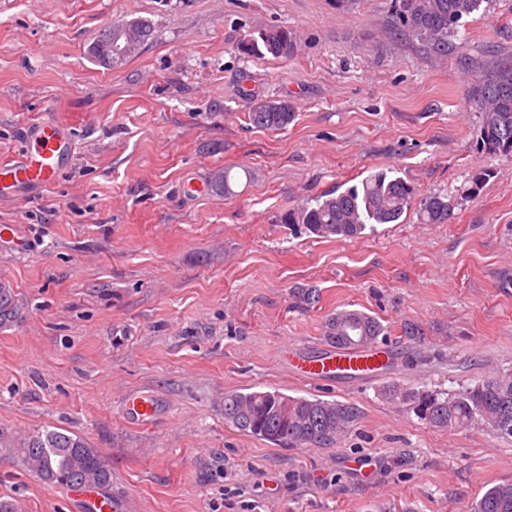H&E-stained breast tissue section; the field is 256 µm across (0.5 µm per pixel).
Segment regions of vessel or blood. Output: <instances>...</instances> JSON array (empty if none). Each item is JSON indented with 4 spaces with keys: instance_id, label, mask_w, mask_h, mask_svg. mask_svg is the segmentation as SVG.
<instances>
[{
    "instance_id": "obj_1",
    "label": "vessel or blood",
    "mask_w": 512,
    "mask_h": 512,
    "mask_svg": "<svg viewBox=\"0 0 512 512\" xmlns=\"http://www.w3.org/2000/svg\"><path fill=\"white\" fill-rule=\"evenodd\" d=\"M74 154L69 130L54 121L34 123L14 159L0 165V196L32 185L50 186L68 168ZM385 360L382 350L336 349L315 359L298 361L297 374L304 379H322L340 373L371 376Z\"/></svg>"
}]
</instances>
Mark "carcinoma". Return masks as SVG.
Instances as JSON below:
<instances>
[{
	"instance_id": "carcinoma-1",
	"label": "carcinoma",
	"mask_w": 512,
	"mask_h": 512,
	"mask_svg": "<svg viewBox=\"0 0 512 512\" xmlns=\"http://www.w3.org/2000/svg\"><path fill=\"white\" fill-rule=\"evenodd\" d=\"M490 0H391L394 34L417 41L436 54L465 27L466 19ZM135 27L142 43L153 34L149 21L117 22L101 30L95 40L103 41L127 27ZM293 33L286 26H273L242 42L244 55L288 58L294 53ZM476 83L470 102L480 114L478 140L490 155L512 156V58L493 55L476 67ZM263 111H252L255 126L281 130L295 117L286 100L269 99ZM231 169L215 173L210 188L216 194L231 192ZM453 203L446 195L421 196L400 177L381 170L344 190L327 191L288 210L281 222L302 224L313 235L327 239L356 238L373 224H396L413 210L427 224H445ZM384 331L373 316L344 310L325 322L327 340L341 349L354 350L374 343ZM357 336L355 343L336 341L338 336ZM415 414L434 428L448 431L475 421L492 431L512 436V371L479 380L472 386L448 393L393 391ZM355 409L334 401L291 397L279 391L232 392L224 395V421L237 429L276 445L313 447L330 445L355 420ZM0 454L16 460L41 481L61 487L89 489L110 498L112 468L98 451L76 435L45 430L24 437L0 434ZM473 512H512V483L485 491Z\"/></svg>"
}]
</instances>
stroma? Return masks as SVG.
Returning <instances> with one entry per match:
<instances>
[{"label": "stroma", "mask_w": 512, "mask_h": 512, "mask_svg": "<svg viewBox=\"0 0 512 512\" xmlns=\"http://www.w3.org/2000/svg\"><path fill=\"white\" fill-rule=\"evenodd\" d=\"M391 0H0V164L28 127L69 128L49 189L0 200L14 312L0 322V430H68L112 468L122 512H469L512 483V437L442 431L390 388L449 392L512 369V156L476 141L472 59L512 51V0L472 15L447 55L394 35ZM153 36L117 70L89 54L105 26ZM288 26L287 59L243 38ZM285 99L283 130L253 126ZM231 171L232 192L188 194ZM455 194L448 223L408 213L326 240L280 217L376 171ZM311 290L314 303L300 294ZM376 317L393 357L368 379H300L282 360L329 350L326 319ZM419 328L416 336L405 325ZM356 409L336 444L287 448L224 421L231 392ZM148 394L151 419L126 400ZM81 512L74 489L0 455V501ZM132 26H134L140 33V37L142 40V46H144L153 34V29H152L150 22L148 20H144V19L112 23V25L105 27L103 30H101L97 34L93 43L97 42V41H103V40L107 39L110 35H114V33L117 32L118 30H123L127 27H132ZM260 108L263 112L253 110L249 114L250 122L260 128L281 130L286 128L295 117L294 108L287 100L269 99L263 102Z\"/></svg>", "instance_id": "stroma-1"}]
</instances>
